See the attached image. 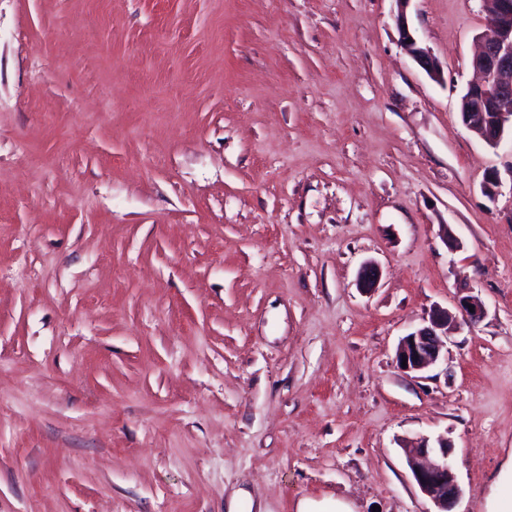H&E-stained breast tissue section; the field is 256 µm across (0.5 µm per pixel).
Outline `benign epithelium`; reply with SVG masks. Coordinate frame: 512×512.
Wrapping results in <instances>:
<instances>
[{
  "label": "benign epithelium",
  "instance_id": "obj_1",
  "mask_svg": "<svg viewBox=\"0 0 512 512\" xmlns=\"http://www.w3.org/2000/svg\"><path fill=\"white\" fill-rule=\"evenodd\" d=\"M490 3L486 29L480 34L481 48L473 60L478 80L462 95L459 114L463 125L489 147L512 144V0ZM400 42L418 65L431 77H439L435 60L418 46L407 23L399 24ZM378 269L365 265L359 274L361 288L371 291L378 281ZM486 316L485 305L473 296L459 298L456 312L435 309L428 323L401 338L396 363L407 361L402 371L425 374L442 360L448 341V323L472 326ZM448 436H422L403 448L412 478L421 494L434 505V512H454L461 496Z\"/></svg>",
  "mask_w": 512,
  "mask_h": 512
}]
</instances>
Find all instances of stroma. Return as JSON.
<instances>
[{
  "mask_svg": "<svg viewBox=\"0 0 512 512\" xmlns=\"http://www.w3.org/2000/svg\"><path fill=\"white\" fill-rule=\"evenodd\" d=\"M485 24L0 0V512H431L400 444L440 434L483 512L512 457V147L459 114ZM465 295L486 317L404 374L399 339ZM399 35L401 44L412 55L418 65L432 78H438L439 69L435 60L428 54V52L418 46L416 37L404 21H401L399 24ZM408 39H411V43H406V40Z\"/></svg>",
  "mask_w": 512,
  "mask_h": 512,
  "instance_id": "stroma-1",
  "label": "stroma"
}]
</instances>
